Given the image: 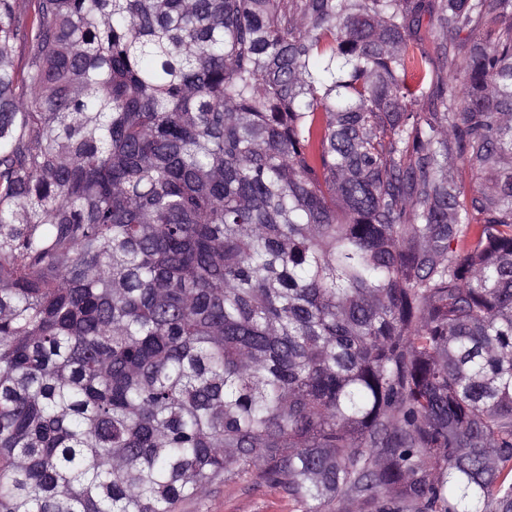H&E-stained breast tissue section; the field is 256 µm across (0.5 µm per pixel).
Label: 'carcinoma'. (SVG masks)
<instances>
[{
    "mask_svg": "<svg viewBox=\"0 0 512 512\" xmlns=\"http://www.w3.org/2000/svg\"><path fill=\"white\" fill-rule=\"evenodd\" d=\"M27 2L0 512H512V0ZM181 512H297L279 489L260 484L254 474L213 486L203 497L189 501Z\"/></svg>",
    "mask_w": 512,
    "mask_h": 512,
    "instance_id": "1",
    "label": "carcinoma"
}]
</instances>
